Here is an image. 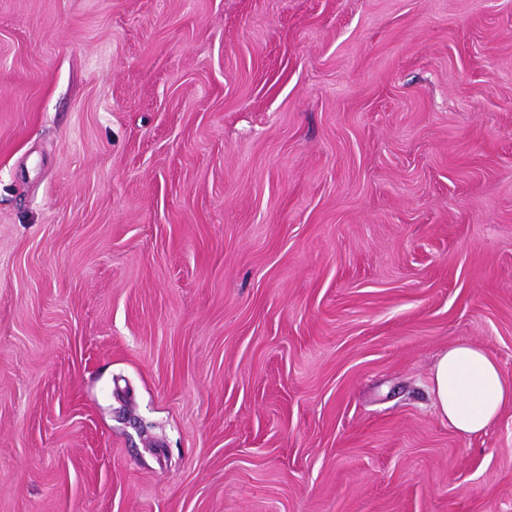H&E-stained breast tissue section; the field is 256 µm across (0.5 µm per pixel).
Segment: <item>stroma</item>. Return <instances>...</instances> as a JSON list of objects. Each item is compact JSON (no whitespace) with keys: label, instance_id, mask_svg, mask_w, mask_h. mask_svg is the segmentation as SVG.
I'll list each match as a JSON object with an SVG mask.
<instances>
[{"label":"stroma","instance_id":"obj_1","mask_svg":"<svg viewBox=\"0 0 512 512\" xmlns=\"http://www.w3.org/2000/svg\"><path fill=\"white\" fill-rule=\"evenodd\" d=\"M512 0H0V512H512ZM431 392L439 414L459 432L481 434L512 401V383L482 348L458 343L448 348L433 367Z\"/></svg>","mask_w":512,"mask_h":512}]
</instances>
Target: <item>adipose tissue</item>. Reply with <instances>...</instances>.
Instances as JSON below:
<instances>
[{"label":"adipose tissue","mask_w":512,"mask_h":512,"mask_svg":"<svg viewBox=\"0 0 512 512\" xmlns=\"http://www.w3.org/2000/svg\"><path fill=\"white\" fill-rule=\"evenodd\" d=\"M431 392L439 414L468 436L485 431L512 401V383L498 363L470 343L455 344L437 359Z\"/></svg>","instance_id":"1"}]
</instances>
